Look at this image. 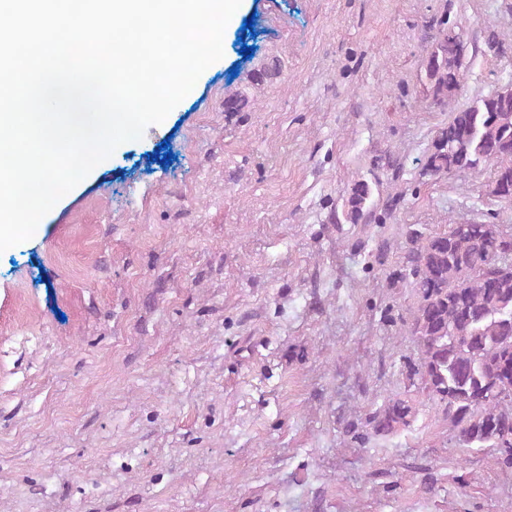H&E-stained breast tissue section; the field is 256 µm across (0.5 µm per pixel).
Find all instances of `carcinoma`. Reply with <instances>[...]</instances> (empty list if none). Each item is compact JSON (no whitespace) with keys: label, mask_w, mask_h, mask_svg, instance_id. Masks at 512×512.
I'll list each match as a JSON object with an SVG mask.
<instances>
[{"label":"carcinoma","mask_w":512,"mask_h":512,"mask_svg":"<svg viewBox=\"0 0 512 512\" xmlns=\"http://www.w3.org/2000/svg\"><path fill=\"white\" fill-rule=\"evenodd\" d=\"M466 42L442 27L426 38L420 71L422 93L448 108L420 162L421 178L476 177L491 173V194L512 201V91L500 88L468 103ZM374 189L353 183L336 223L376 219ZM401 279L417 306L407 326L416 354L410 386L439 406L457 443L493 448L512 468V227L479 221L452 222L426 235L408 228ZM416 408L389 398L371 416L384 435L409 428Z\"/></svg>","instance_id":"cac0c4a2"}]
</instances>
